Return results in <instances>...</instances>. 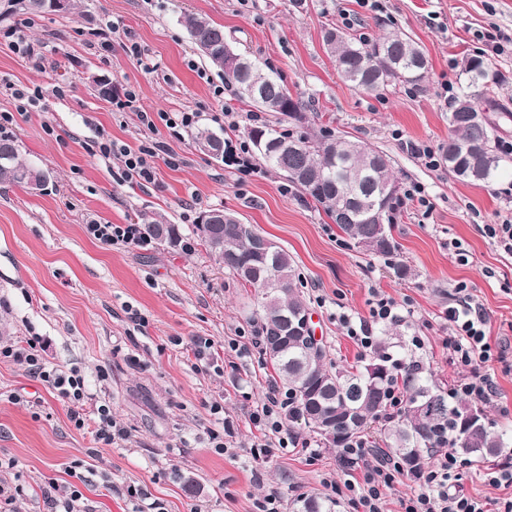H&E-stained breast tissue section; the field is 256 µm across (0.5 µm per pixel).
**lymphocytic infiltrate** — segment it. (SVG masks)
<instances>
[{
    "mask_svg": "<svg viewBox=\"0 0 512 512\" xmlns=\"http://www.w3.org/2000/svg\"><path fill=\"white\" fill-rule=\"evenodd\" d=\"M138 96L129 90L113 102L117 112L137 111L141 125L149 132L159 128L169 130L191 127L196 119L192 112H147L138 110ZM98 151L103 158L121 157L126 179L151 182L154 179L158 146L131 148L128 145L102 139ZM396 301L381 292H373L369 302V318L355 323L345 320L347 335L362 351L374 346L372 326L376 323L399 320ZM444 319L448 335L444 345L453 364L465 367L466 375L459 378L448 389L452 399H465L477 405L492 403L496 396L493 377L488 371L491 362L501 360L502 349L492 346L487 334L488 319L483 310L472 302L463 300L448 307ZM5 356L27 364L31 376L52 387L58 397L70 406V416L76 427H84L86 416L83 412L86 390L84 380L77 369L64 372L47 368L37 354L24 349H5ZM294 401L290 395L269 390L262 403L250 413L252 424L260 431L256 445L263 457L269 458L276 451L296 444L297 436L288 426V414ZM350 460L363 464L362 480H345L336 483L323 478L322 484L333 493H346L353 512H383L388 493L404 476H412L420 486L418 493L400 498L402 512H487L484 501L468 496L458 488L463 476L474 473L486 485L494 488L512 487V470L492 464L474 469L470 460L462 457L457 449L441 446L423 455L417 469L405 471L401 462L388 455L383 449L360 440L345 452Z\"/></svg>",
    "mask_w": 512,
    "mask_h": 512,
    "instance_id": "lymphocytic-infiltrate-1",
    "label": "lymphocytic infiltrate"
}]
</instances>
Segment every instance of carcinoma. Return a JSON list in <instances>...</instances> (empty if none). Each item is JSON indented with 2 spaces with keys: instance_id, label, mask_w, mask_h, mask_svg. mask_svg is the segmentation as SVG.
<instances>
[{
  "instance_id": "carcinoma-1",
  "label": "carcinoma",
  "mask_w": 512,
  "mask_h": 512,
  "mask_svg": "<svg viewBox=\"0 0 512 512\" xmlns=\"http://www.w3.org/2000/svg\"><path fill=\"white\" fill-rule=\"evenodd\" d=\"M185 24L190 34L205 36L215 52L205 61L218 70L224 84L235 88L239 98L251 101L240 91V75L224 70V29L198 15H188ZM327 52L336 58L342 77L352 85L374 94L393 84L418 88L428 74V60L423 49L410 36L394 31L368 39L349 37L329 30L324 37ZM462 73L466 90L457 100L469 99L470 111L448 112L451 135L439 146L444 163H457L448 174L467 183L491 184L505 165L495 125L489 117L475 124L469 112H504L506 108L494 98V89L501 83L498 72L480 56L463 60ZM246 77L266 88L267 97L281 102L275 109L260 103L276 120L295 118L294 112H304L309 102L293 95L283 80L263 73L258 64ZM246 136L265 164L279 172L305 199H311L317 210L335 219V207H346L350 219L338 229L353 245L365 252L390 255L397 248L392 235L395 211L402 204L397 196L372 209L382 185L395 181L390 161L355 141L338 137L327 128L313 134L307 130H280L271 123H262L246 130ZM290 141L297 151L281 158L261 147ZM41 168L26 161L20 145L11 139H0V181L28 186ZM150 237L170 245L179 242L175 224L150 221L144 224ZM206 249L224 263L228 272L242 287L256 293L257 309L252 317L257 327L261 353L271 363L278 381L293 396L295 407L289 422L302 424L319 437L327 448L343 450L353 441L363 438L368 424L382 421V443L397 458L419 461L423 453L446 443L462 454L481 463L501 455L505 442L490 426L466 430L461 421L466 417H485L484 411L467 401L455 405L434 391L421 375L419 368L390 361L375 347L362 357V365L348 368L328 360L327 352L310 347L290 336L274 345L271 333L275 327L298 314L308 312L303 300L304 284L296 273L294 258L280 246L263 255L252 251V237L257 230L251 224H238L233 215H226L218 224L196 225ZM402 379L407 392L406 404L395 416L386 415L388 389ZM334 418L340 428L334 439L321 436L323 421ZM336 500L317 495H300L292 503L293 512H334Z\"/></svg>"
}]
</instances>
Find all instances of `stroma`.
<instances>
[{"label":"stroma","instance_id":"1","mask_svg":"<svg viewBox=\"0 0 512 512\" xmlns=\"http://www.w3.org/2000/svg\"><path fill=\"white\" fill-rule=\"evenodd\" d=\"M0 0V113L14 115V140L49 176L42 192L0 183V349L34 344L51 368L78 367L88 398L86 415L109 406L130 438L97 442L92 426L76 427L66 403L30 377L26 366L0 357V486L12 494L6 512H47L43 491L78 486L82 512H136L141 490L161 512H257L269 488L280 491V512L302 494H324L321 480L359 477L303 427L301 444L280 450L263 466L251 459L256 430L249 414L274 371L252 344L254 291L243 288L195 232L203 212L220 208L290 253L304 281L316 336L332 362L356 364L360 353L342 316H367L373 291L393 297L401 322L374 326L387 335L393 358L418 362L428 383L447 389L458 378L443 340V311L466 284L488 316L489 340L504 346L490 372L497 397L485 412L512 449V256L496 249L479 227L512 212V173L489 185L464 183L427 167L410 143L440 146L450 133L449 99L465 89L464 58L482 55L503 82L500 99L512 108V50H486L478 33L512 35V0H386L384 12L356 0H74L63 14L34 16ZM355 14L346 25L344 13ZM223 27L227 40L280 76L292 94L309 99L305 128L330 126L386 154L401 188L423 189L430 209L404 202L396 213L397 249L386 258L352 246L336 224L279 174L237 168L200 152L190 131H160L165 149L152 182L121 175L119 158H101V135L138 148L150 140L134 113L116 114L90 82L111 81L116 94L135 89L142 108L193 112L197 122L232 140H245L257 111L227 93L224 79L193 48L188 14ZM118 23L112 33L108 22ZM337 28L375 38L399 29L429 59L422 87L391 85L367 94L344 82L323 36ZM38 45L34 66L10 46L13 31ZM131 31L158 70L149 74L121 47ZM39 89L38 106L20 112L12 88ZM236 114L229 129L225 111ZM177 225L180 244L107 247L88 224ZM469 255L461 264L450 241ZM408 274L398 278L392 263ZM424 340L415 349L412 337ZM197 339L214 344L210 363L195 359ZM239 340L243 352L224 346ZM233 420L227 450L211 434Z\"/></svg>","mask_w":512,"mask_h":512}]
</instances>
